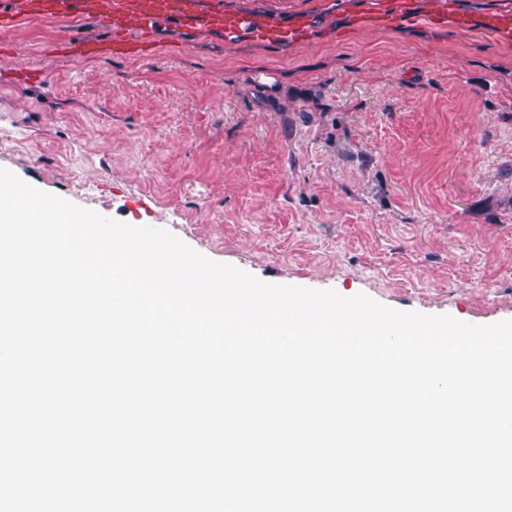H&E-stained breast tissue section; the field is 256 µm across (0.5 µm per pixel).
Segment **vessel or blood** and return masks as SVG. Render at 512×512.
Here are the masks:
<instances>
[{
	"mask_svg": "<svg viewBox=\"0 0 512 512\" xmlns=\"http://www.w3.org/2000/svg\"><path fill=\"white\" fill-rule=\"evenodd\" d=\"M106 13L112 25L109 39L90 44L76 38L60 42V50L81 48L84 54H109L143 58L151 44L131 39V32L163 26L187 34L218 33L227 37L246 36L270 44L300 42L309 25L299 21L283 24L247 14L224 10L222 5L204 6L202 0H0V28H10L23 18L90 16Z\"/></svg>",
	"mask_w": 512,
	"mask_h": 512,
	"instance_id": "b4317fda",
	"label": "vessel or blood"
}]
</instances>
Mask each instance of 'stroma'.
Here are the masks:
<instances>
[{"instance_id":"stroma-1","label":"stroma","mask_w":512,"mask_h":512,"mask_svg":"<svg viewBox=\"0 0 512 512\" xmlns=\"http://www.w3.org/2000/svg\"><path fill=\"white\" fill-rule=\"evenodd\" d=\"M223 2L315 25L284 46L158 30L137 59L54 53L102 16L0 30V168L266 282L512 320V45L427 20L512 0H409L384 27L355 23L379 0Z\"/></svg>"}]
</instances>
